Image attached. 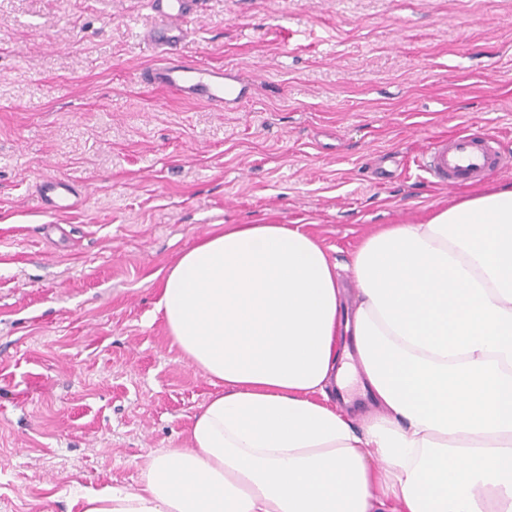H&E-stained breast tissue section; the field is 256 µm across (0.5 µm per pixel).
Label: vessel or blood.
I'll use <instances>...</instances> for the list:
<instances>
[{"mask_svg":"<svg viewBox=\"0 0 512 512\" xmlns=\"http://www.w3.org/2000/svg\"><path fill=\"white\" fill-rule=\"evenodd\" d=\"M197 0H147L155 20L147 33L150 43L163 51L174 50L188 32ZM144 83L172 92L177 97L200 102L218 112L234 111L251 96L250 87L238 74L224 67H206L166 57L141 73ZM505 161L489 135L467 133L433 142L423 169L437 184L455 188L476 183L503 167ZM45 213H67L70 190L65 181L50 178L40 186Z\"/></svg>","mask_w":512,"mask_h":512,"instance_id":"vessel-or-blood-1","label":"vessel or blood"}]
</instances>
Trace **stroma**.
Listing matches in <instances>:
<instances>
[{
    "mask_svg": "<svg viewBox=\"0 0 512 512\" xmlns=\"http://www.w3.org/2000/svg\"><path fill=\"white\" fill-rule=\"evenodd\" d=\"M153 23L145 0H0V512H81L186 446L216 388L157 273L200 236L302 225L351 291L374 231L512 184V0H200L179 55L251 83L233 112L141 83ZM464 130L505 166L434 184L421 158ZM40 200L42 211L51 215L65 214L71 209L70 190L68 184L62 179L50 178L40 186Z\"/></svg>",
    "mask_w": 512,
    "mask_h": 512,
    "instance_id": "obj_1",
    "label": "stroma"
}]
</instances>
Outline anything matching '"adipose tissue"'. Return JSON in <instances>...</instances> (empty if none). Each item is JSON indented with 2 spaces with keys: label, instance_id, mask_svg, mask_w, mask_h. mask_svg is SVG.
<instances>
[{
  "label": "adipose tissue",
  "instance_id": "adipose-tissue-1",
  "mask_svg": "<svg viewBox=\"0 0 512 512\" xmlns=\"http://www.w3.org/2000/svg\"><path fill=\"white\" fill-rule=\"evenodd\" d=\"M285 224H228L168 266L172 343L221 382L188 445L82 512H512V185L366 238L350 270ZM355 349L377 410L327 403Z\"/></svg>",
  "mask_w": 512,
  "mask_h": 512
}]
</instances>
